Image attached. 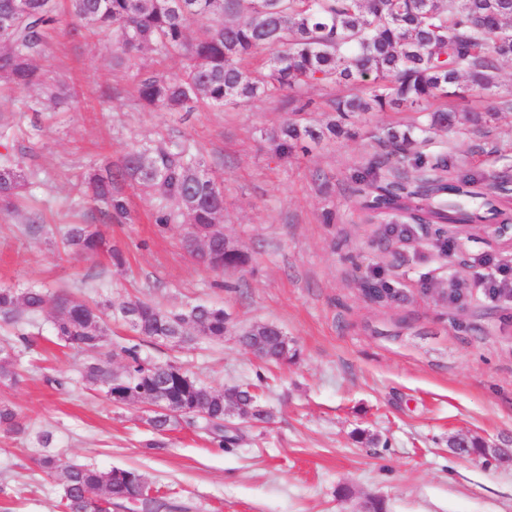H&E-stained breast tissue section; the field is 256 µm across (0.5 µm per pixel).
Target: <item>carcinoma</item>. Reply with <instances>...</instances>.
I'll list each match as a JSON object with an SVG mask.
<instances>
[{
	"label": "carcinoma",
	"instance_id": "1",
	"mask_svg": "<svg viewBox=\"0 0 512 512\" xmlns=\"http://www.w3.org/2000/svg\"><path fill=\"white\" fill-rule=\"evenodd\" d=\"M116 32V58L148 54L176 56L183 70L148 69L138 74L137 92L149 112H192L204 102L214 109L246 103L257 97L287 96L310 83L334 86V118L314 129L284 122L271 139L276 156L286 158L300 142L319 143L342 131L352 114L421 106L424 120L389 138L405 152L413 133L448 131L457 122L448 98L457 95L460 80L484 90L495 87L502 63L512 61V0H0V80L26 93L44 84L36 60L62 30ZM264 48L270 56L260 68L250 59ZM433 175L413 181L397 176L377 184L371 166L356 178L376 192L359 201L367 221L396 212L412 224L472 223L490 218L512 221L508 198L483 192L473 177L452 179L448 165L429 166ZM28 173L9 158L0 164V213L14 214L24 203ZM136 185L159 201H175L178 212L157 211L156 223L166 227L178 217L188 229L184 247L206 268L222 273L239 270L248 255L224 249V180L177 141L133 148L119 165L107 163L88 173L83 194L104 204L105 221L128 214L118 184ZM25 231L47 232L41 214L31 210ZM65 249L93 259L107 254L120 268L123 252L89 224H68L61 230ZM52 314L54 335L85 357L82 380L101 391L116 407L136 404L144 395L162 391L179 411L155 414L146 423L163 435L185 422L200 420L218 447L237 444L224 431V400H237L253 410L250 420L266 421L270 413L258 404L252 387L215 390L175 360L157 362L141 356L139 346L112 344L107 318L119 316L138 335L186 336L189 341H221L228 332L224 308L195 305L170 311L151 301L122 302L104 309L69 293L52 292L38 283L0 287V322L18 332ZM242 347L262 344L267 362L286 364L296 352L274 324H256L240 331ZM120 357V370L111 360ZM13 353L0 352V383L19 381ZM22 430L19 413L0 405V432ZM41 469L58 477L64 512H114L141 504V512L160 508L142 474L133 468L101 470L67 463L54 455L39 458Z\"/></svg>",
	"mask_w": 512,
	"mask_h": 512
}]
</instances>
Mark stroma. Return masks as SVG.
Returning a JSON list of instances; mask_svg holds the SVG:
<instances>
[{"instance_id":"1","label":"stroma","mask_w":512,"mask_h":512,"mask_svg":"<svg viewBox=\"0 0 512 512\" xmlns=\"http://www.w3.org/2000/svg\"><path fill=\"white\" fill-rule=\"evenodd\" d=\"M115 37L64 31L37 64L50 95L0 90L13 114L10 155L31 170L25 193L49 234L26 233L24 215L0 214V287L37 282L99 303L151 300L178 310L223 306L230 331L220 342L179 348L153 343L122 322L110 340L139 345L154 360L178 357L206 385L258 383L271 414L227 422L239 441L213 444L201 424H181L165 445L142 404L115 407L78 380L74 350L59 346L48 318L20 341L0 325V349L19 353L20 381L0 386L26 430L0 433V510L60 512L61 486L38 465L43 451L101 469L134 468L169 512H512V467L462 457L448 446L465 432L512 449V298L486 296L491 271L512 279V248L472 228L437 234L396 219L370 224L351 193L377 164L415 178L422 160L445 159L449 175L491 184L512 176V63L489 91L466 86L459 111L485 113L454 131L428 134L401 157L385 138L412 110L371 112L351 121L353 137L310 144L281 159L270 139L286 120L321 126L336 88L308 85L288 96L218 110L147 112L136 66L115 65ZM177 139L224 174V234L250 256L245 270L217 276L183 248V224L160 227L157 203L124 186L128 215L104 223L81 195L89 166L119 162L142 140ZM90 224L123 251L67 254L58 228ZM274 323L296 352L269 365L244 351L238 331ZM76 384L62 392L48 378ZM52 434L49 449L36 437Z\"/></svg>"}]
</instances>
